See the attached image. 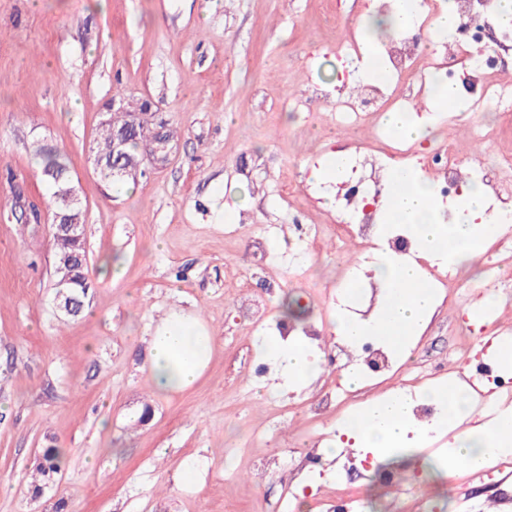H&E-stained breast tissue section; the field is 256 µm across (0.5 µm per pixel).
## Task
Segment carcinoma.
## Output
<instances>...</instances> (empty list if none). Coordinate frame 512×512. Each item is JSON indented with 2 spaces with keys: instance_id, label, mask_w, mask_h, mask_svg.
I'll use <instances>...</instances> for the list:
<instances>
[{
  "instance_id": "cac0c4a2",
  "label": "carcinoma",
  "mask_w": 512,
  "mask_h": 512,
  "mask_svg": "<svg viewBox=\"0 0 512 512\" xmlns=\"http://www.w3.org/2000/svg\"><path fill=\"white\" fill-rule=\"evenodd\" d=\"M124 119L120 115L111 116V123L101 125L94 139L96 149L104 158L105 166L97 171L104 182L117 186L127 179L112 175V125L120 126ZM35 155L40 162L43 180L54 188L49 198L48 208L55 215L67 209L62 190L69 187L71 179L69 160L63 151L47 142L35 145ZM54 253L56 275L55 286H63L67 297L78 311H83L92 282L87 275L88 254L85 241L76 240L57 233L55 225H50ZM64 451L61 448H45L38 458L34 469V491L40 492L42 487L53 481L62 470Z\"/></svg>"
}]
</instances>
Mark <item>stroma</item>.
Masks as SVG:
<instances>
[{
  "instance_id": "obj_1",
  "label": "stroma",
  "mask_w": 512,
  "mask_h": 512,
  "mask_svg": "<svg viewBox=\"0 0 512 512\" xmlns=\"http://www.w3.org/2000/svg\"><path fill=\"white\" fill-rule=\"evenodd\" d=\"M361 0H0V512H279L296 496L300 512L336 491L335 460L308 480L307 455L335 448L340 421L361 408L342 403L349 362L334 355L343 284L367 275L358 239L339 238L328 194L312 195L320 155L357 146H402L380 112L336 119V90L362 63L343 45L368 18ZM153 102L178 130L168 161L113 189L87 160L114 90ZM489 138H470L475 122ZM427 151L444 144L461 166L512 142L497 107L461 101L427 122ZM66 151L85 208L93 289L85 314L63 318L53 304V248L34 144ZM316 232L313 249L298 225ZM118 263L111 277L106 262ZM420 265L436 306L386 377L366 381L370 398L412 385L419 360L472 368L466 310L472 296L438 287L441 263ZM482 269L501 326L512 327V247L489 241ZM199 318L216 353L197 383L160 393L151 383L150 337L171 315ZM317 332L322 370L284 388L265 365L255 333ZM265 372H258V365ZM452 427L416 441L418 468L397 465L399 486L358 485L372 512H400L402 489L430 512H453L448 450ZM64 449L65 466L34 493L43 448ZM193 481L181 482L186 465Z\"/></svg>"
}]
</instances>
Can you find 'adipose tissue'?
Here are the masks:
<instances>
[{"label": "adipose tissue", "instance_id": "adipose-tissue-1", "mask_svg": "<svg viewBox=\"0 0 512 512\" xmlns=\"http://www.w3.org/2000/svg\"><path fill=\"white\" fill-rule=\"evenodd\" d=\"M414 12L409 0H394L391 8L375 13L364 31L366 43L379 35L391 36L412 27ZM440 202L433 187L408 166L392 170L378 204L379 234L388 225L408 226L414 256L391 251L379 253L373 265L380 288V303L366 319L339 315L333 326L337 342L359 351L365 340L402 348L423 327L436 297L415 255H432L450 265H475L485 243L502 226L501 214L488 211L482 185H468L457 201L459 226L436 219ZM256 343L270 360L284 387L308 384L317 376L320 354L304 337L282 341L275 336L257 337ZM215 351V340L196 321L174 316L167 319L150 340L152 381L157 391L173 392L193 386ZM429 399L446 409L443 423L461 429L458 443L449 448L451 468L472 470L491 456L512 455V412L501 411L489 421L471 424V403L459 388H433ZM412 400L395 393L363 406L340 429L354 447L371 453L377 461L412 456L411 440L427 437L431 425L413 416Z\"/></svg>", "mask_w": 512, "mask_h": 512}]
</instances>
